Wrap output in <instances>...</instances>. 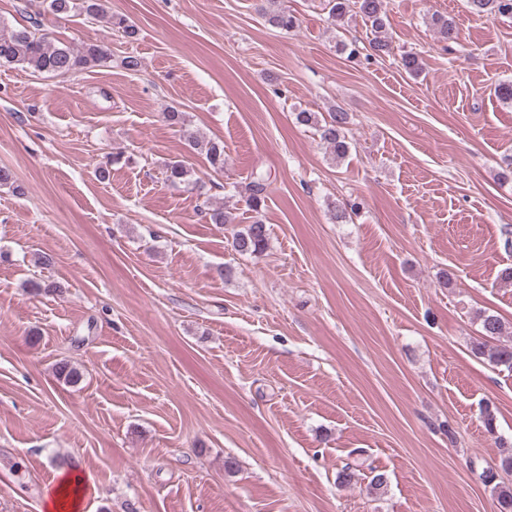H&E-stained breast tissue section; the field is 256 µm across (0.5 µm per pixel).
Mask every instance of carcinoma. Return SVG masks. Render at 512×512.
<instances>
[{"label": "carcinoma", "instance_id": "carcinoma-1", "mask_svg": "<svg viewBox=\"0 0 512 512\" xmlns=\"http://www.w3.org/2000/svg\"><path fill=\"white\" fill-rule=\"evenodd\" d=\"M473 13L486 15L512 16V0H467ZM49 10L59 16L69 17L75 13L100 15L104 13L102 0H48ZM327 21L339 26L347 19L358 16L374 32L369 42L371 55L383 57L391 52V43L384 35L385 3L384 0H327ZM258 11L270 26L283 31H290L297 26V18L281 0H260ZM440 36L448 41L457 39L456 25L448 18H433ZM111 25L118 29L127 41H134L138 36L136 26L125 18L111 17ZM112 64V53L103 45L86 44L74 48L65 44H56L40 32V22L29 17L26 26H11L0 20V66L16 65L29 69L34 73L65 76L85 71L94 67H108ZM165 123L178 127L186 135L189 146L205 156L210 168L216 172L224 171V143L220 140H202L187 129L185 113L170 108L162 113ZM295 122L299 125L312 127L319 139L332 150L333 157L341 159L349 151L346 137V126L349 115L346 112L333 110L328 117L319 118L314 112L300 111L295 113ZM166 180L180 184L190 180V170L180 160H173L165 166ZM245 203L257 216L249 224L236 223V216L222 208L205 206L202 214L210 223L231 227L232 247L242 255H260L269 248L270 233L267 224L259 213L265 198L264 180L256 177L244 187ZM482 341L472 347L474 355L484 357L496 366H503L512 372V347H501L493 341L508 333L509 327L494 314L481 316ZM487 482L494 483L497 494L499 512H512V483L504 480L496 481V475L485 474Z\"/></svg>", "mask_w": 512, "mask_h": 512}]
</instances>
